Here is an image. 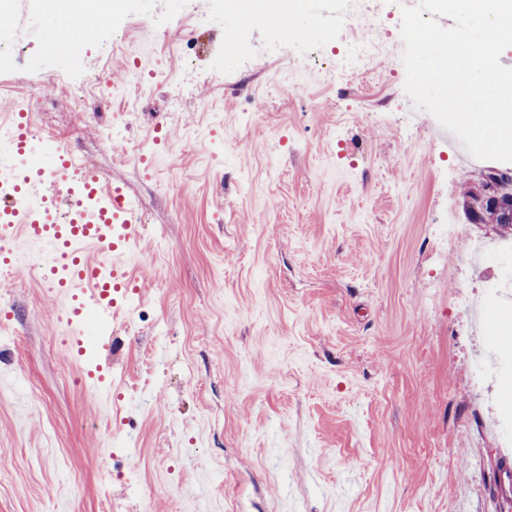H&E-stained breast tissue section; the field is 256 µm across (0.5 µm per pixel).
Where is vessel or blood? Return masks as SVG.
<instances>
[{"label":"vessel or blood","instance_id":"obj_1","mask_svg":"<svg viewBox=\"0 0 512 512\" xmlns=\"http://www.w3.org/2000/svg\"><path fill=\"white\" fill-rule=\"evenodd\" d=\"M8 126L15 152L32 154L27 114L12 113ZM6 178L12 190L0 196V264L34 256L48 287L65 299L62 316L75 330H82L88 308L109 321L119 295L136 285L127 267L128 248L140 237L134 202L61 147L43 166L15 168ZM88 198L95 212L86 210ZM92 247L101 259L89 257Z\"/></svg>","mask_w":512,"mask_h":512}]
</instances>
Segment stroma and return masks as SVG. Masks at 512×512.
I'll return each mask as SVG.
<instances>
[{"mask_svg":"<svg viewBox=\"0 0 512 512\" xmlns=\"http://www.w3.org/2000/svg\"><path fill=\"white\" fill-rule=\"evenodd\" d=\"M194 71L171 32L196 10ZM68 58L29 44L0 66V122L34 129L139 203L142 282L86 362L32 261L0 276V512H512V446L478 384L464 263L490 228L391 52L366 81L300 64L275 24L228 49L219 0H127ZM284 43L288 66H270ZM265 61L254 68L252 59ZM140 62L158 79L132 85ZM96 81L83 111L24 90ZM112 367L110 394L85 366Z\"/></svg>","mask_w":512,"mask_h":512,"instance_id":"1","label":"stroma"}]
</instances>
